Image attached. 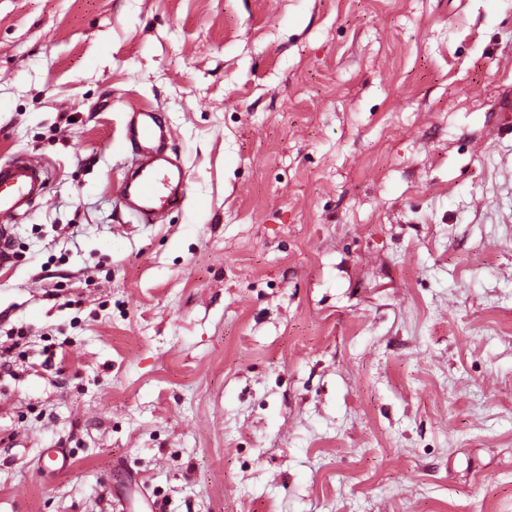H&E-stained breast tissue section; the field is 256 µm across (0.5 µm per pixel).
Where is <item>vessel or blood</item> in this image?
I'll use <instances>...</instances> for the list:
<instances>
[{
  "mask_svg": "<svg viewBox=\"0 0 512 512\" xmlns=\"http://www.w3.org/2000/svg\"><path fill=\"white\" fill-rule=\"evenodd\" d=\"M171 131L155 110L131 112L126 138L136 150V162L120 186L121 198L146 224L164 223L183 197L179 165L159 152ZM48 170L43 161L18 154L0 164V263L9 262L10 230L44 193Z\"/></svg>",
  "mask_w": 512,
  "mask_h": 512,
  "instance_id": "obj_1",
  "label": "vessel or blood"
}]
</instances>
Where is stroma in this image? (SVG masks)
<instances>
[{
    "mask_svg": "<svg viewBox=\"0 0 512 512\" xmlns=\"http://www.w3.org/2000/svg\"><path fill=\"white\" fill-rule=\"evenodd\" d=\"M16 153L0 512H512V0H0ZM171 135L153 109L132 111L126 138L136 150V162L120 186L121 198L133 215L145 224H162L183 197V174L179 165L159 152ZM48 170L43 161L18 154L0 164V263L11 259L9 229L44 193Z\"/></svg>",
    "mask_w": 512,
    "mask_h": 512,
    "instance_id": "stroma-1",
    "label": "stroma"
}]
</instances>
